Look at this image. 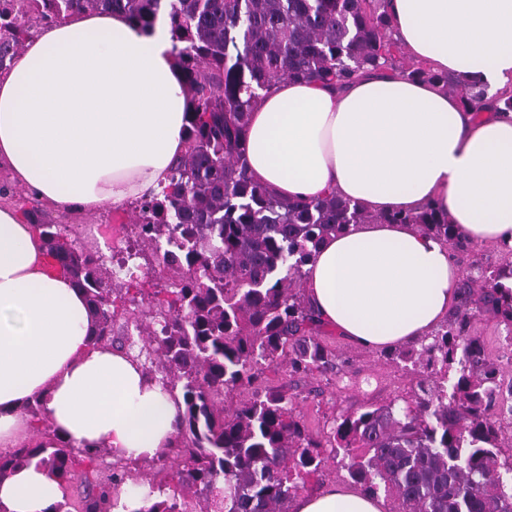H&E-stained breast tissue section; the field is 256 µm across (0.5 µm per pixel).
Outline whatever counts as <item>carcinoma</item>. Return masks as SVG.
Returning a JSON list of instances; mask_svg holds the SVG:
<instances>
[{
  "label": "carcinoma",
  "mask_w": 512,
  "mask_h": 512,
  "mask_svg": "<svg viewBox=\"0 0 512 512\" xmlns=\"http://www.w3.org/2000/svg\"><path fill=\"white\" fill-rule=\"evenodd\" d=\"M79 10L118 13L141 28L168 22L190 92L185 152L157 190L131 206L133 240L106 261L78 246L66 224L25 210L47 255L87 297L95 342L121 351L179 412L174 447L143 464L59 439L40 401L27 406L44 441L0 454V480L39 459L64 493L52 512H111L121 491L153 500L142 512H288L298 481L322 471L321 448L342 449L352 483L383 492L392 512H512L500 461V415H512L500 377L512 354L490 357L471 331L478 315L512 329V245L505 260L462 278L459 308L419 349L397 358L416 375L412 394L343 414L322 442L306 434L294 396L259 385L277 364L292 378L338 370L304 292L320 243L352 224H414L454 256L472 246L431 203L370 213L334 193L281 198L253 180L243 144L250 112L282 78L344 85L362 73L435 82L475 112L512 113V87L490 92L415 62L394 37L388 0H0V69L39 25ZM168 294L148 292L146 265Z\"/></svg>",
  "instance_id": "obj_1"
}]
</instances>
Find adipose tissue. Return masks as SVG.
<instances>
[{
    "label": "adipose tissue",
    "mask_w": 512,
    "mask_h": 512,
    "mask_svg": "<svg viewBox=\"0 0 512 512\" xmlns=\"http://www.w3.org/2000/svg\"><path fill=\"white\" fill-rule=\"evenodd\" d=\"M395 36L434 70L512 79V0H391ZM190 94L167 22L80 13L42 28L0 71V167L55 214L123 210L185 149ZM255 180L282 197L329 193L372 212L435 203L471 242H512V117L474 116L440 84L369 71L322 85L284 79L249 115ZM321 323L367 350L428 336L459 302L447 245L411 224H354L306 267ZM84 293L47 268L43 239L0 206V453L32 441L40 400L57 435L147 461L177 433V408L125 354L95 344ZM57 478L37 462L0 480V512H50ZM292 512H386L331 484Z\"/></svg>",
    "instance_id": "1"
}]
</instances>
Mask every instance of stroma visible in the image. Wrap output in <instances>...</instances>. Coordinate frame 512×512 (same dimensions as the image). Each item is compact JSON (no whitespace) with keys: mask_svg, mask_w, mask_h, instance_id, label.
<instances>
[{"mask_svg":"<svg viewBox=\"0 0 512 512\" xmlns=\"http://www.w3.org/2000/svg\"><path fill=\"white\" fill-rule=\"evenodd\" d=\"M322 342L346 360L343 371L298 380L289 378L276 365L265 370L269 383L296 395L297 410L313 437L327 436L334 419L340 415L409 396L415 386L414 375L393 362L384 351L360 349L330 331Z\"/></svg>","mask_w":512,"mask_h":512,"instance_id":"1","label":"stroma"}]
</instances>
